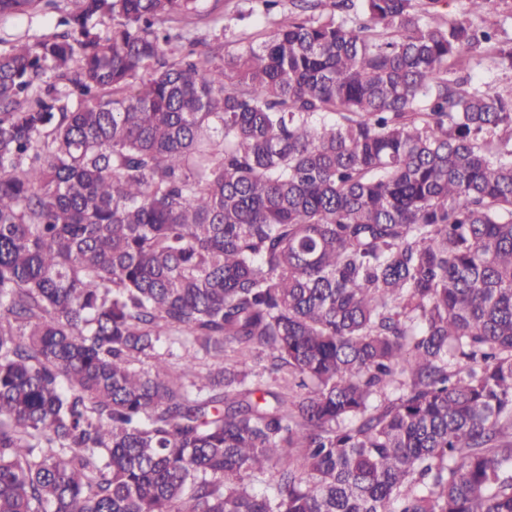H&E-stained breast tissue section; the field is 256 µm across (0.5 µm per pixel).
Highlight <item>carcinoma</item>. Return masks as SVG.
Returning <instances> with one entry per match:
<instances>
[{"instance_id":"obj_1","label":"carcinoma","mask_w":512,"mask_h":512,"mask_svg":"<svg viewBox=\"0 0 512 512\" xmlns=\"http://www.w3.org/2000/svg\"><path fill=\"white\" fill-rule=\"evenodd\" d=\"M291 2L0 0V512H512L508 0ZM220 1V11L224 10L226 18H233L230 21L231 29L224 37V45H231L238 38L259 43L276 27V23L288 17V12L292 9L289 0H282L275 15L266 17L260 13L262 8L255 0ZM59 14L37 13L23 16H5L0 18V48L8 49L17 41H26L33 36L52 35L63 28L56 26ZM472 76L476 81H491L493 87L501 92H512V67L508 63L499 64L490 73L484 67L475 68Z\"/></svg>"}]
</instances>
